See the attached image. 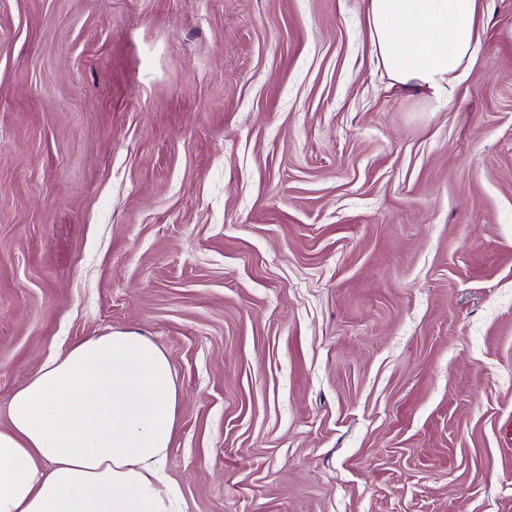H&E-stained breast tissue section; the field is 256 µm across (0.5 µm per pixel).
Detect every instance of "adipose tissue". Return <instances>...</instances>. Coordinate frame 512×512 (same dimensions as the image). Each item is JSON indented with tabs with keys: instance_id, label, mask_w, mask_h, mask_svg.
<instances>
[{
	"instance_id": "adipose-tissue-1",
	"label": "adipose tissue",
	"mask_w": 512,
	"mask_h": 512,
	"mask_svg": "<svg viewBox=\"0 0 512 512\" xmlns=\"http://www.w3.org/2000/svg\"><path fill=\"white\" fill-rule=\"evenodd\" d=\"M484 0H365L394 86L452 98L481 47ZM177 390L165 353L123 331L89 338L16 391L0 430V512H179L161 463Z\"/></svg>"
}]
</instances>
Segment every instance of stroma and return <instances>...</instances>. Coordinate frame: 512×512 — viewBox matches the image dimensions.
Wrapping results in <instances>:
<instances>
[{
    "instance_id": "1",
    "label": "stroma",
    "mask_w": 512,
    "mask_h": 512,
    "mask_svg": "<svg viewBox=\"0 0 512 512\" xmlns=\"http://www.w3.org/2000/svg\"><path fill=\"white\" fill-rule=\"evenodd\" d=\"M364 0H0V428L168 357L182 512H512V0L442 111Z\"/></svg>"
}]
</instances>
